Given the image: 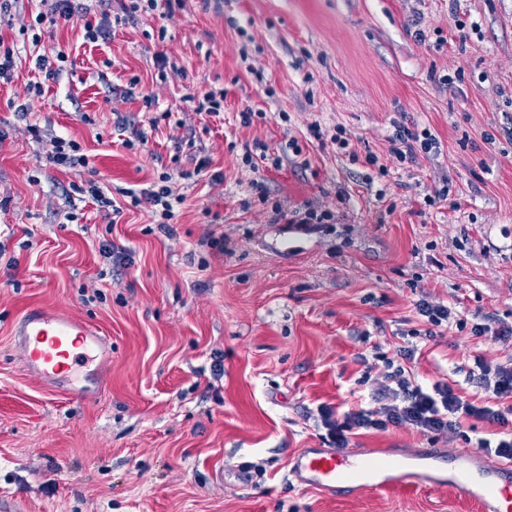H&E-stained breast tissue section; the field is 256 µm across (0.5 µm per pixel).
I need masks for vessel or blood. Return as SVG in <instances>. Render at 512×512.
<instances>
[{
  "label": "vessel or blood",
  "instance_id": "b4317fda",
  "mask_svg": "<svg viewBox=\"0 0 512 512\" xmlns=\"http://www.w3.org/2000/svg\"><path fill=\"white\" fill-rule=\"evenodd\" d=\"M15 345L23 367L48 386L70 384L75 395L103 392L102 376H78L89 357L106 360L110 346L91 324L71 314L33 308L16 322ZM292 470L305 486L332 494L340 485L386 489L425 484L447 488L476 503L481 512H512V463L475 447L450 451L422 448L411 453L385 448H304L292 459Z\"/></svg>",
  "mask_w": 512,
  "mask_h": 512
}]
</instances>
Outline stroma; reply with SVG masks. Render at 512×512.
Segmentation results:
<instances>
[{"instance_id": "stroma-1", "label": "stroma", "mask_w": 512, "mask_h": 512, "mask_svg": "<svg viewBox=\"0 0 512 512\" xmlns=\"http://www.w3.org/2000/svg\"><path fill=\"white\" fill-rule=\"evenodd\" d=\"M125 2L85 0L90 19L120 20L96 43L77 19L36 24L35 0L0 20L15 60L0 82V242L14 259L0 263V512H479L422 485L332 497L289 462L323 447L320 405L368 402L378 373L364 358L412 349L419 384L444 379L481 403L473 354L512 356L469 331L512 322V0H186L132 17ZM61 51L58 80L34 71L31 53ZM160 54L176 71L159 73ZM210 89L224 92L216 118L194 110ZM147 94L173 111L154 130ZM247 106L265 119L241 126ZM315 121L346 127L358 161L310 137ZM401 125L435 148L398 162ZM142 129L144 149L121 147ZM48 134L79 141L88 167L46 166ZM257 139L281 170L243 164ZM204 156L208 171L170 183L184 202L166 233L146 209L113 219L66 194L94 177L138 190ZM255 179L286 210L334 217L268 223ZM104 239L131 263L107 265ZM424 293L463 328L429 335ZM33 306L103 332L104 394L24 371L12 329Z\"/></svg>"}]
</instances>
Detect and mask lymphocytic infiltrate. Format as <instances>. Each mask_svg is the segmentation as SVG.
<instances>
[{
  "instance_id": "1",
  "label": "lymphocytic infiltrate",
  "mask_w": 512,
  "mask_h": 512,
  "mask_svg": "<svg viewBox=\"0 0 512 512\" xmlns=\"http://www.w3.org/2000/svg\"><path fill=\"white\" fill-rule=\"evenodd\" d=\"M208 165V159L202 158L193 169L179 167L172 172H162L150 187L138 191L123 188L115 193L90 179L71 184L70 192L79 198L90 199L100 209L116 215L120 214L122 207L117 206L115 199L124 197L126 206L144 207L160 215L158 227L165 232L174 216L175 199L170 181L176 177L193 179ZM474 362L479 373L473 381L488 398L487 403L481 405L465 400L448 382L437 381L428 386L418 384L403 365L383 358L373 405L340 411L321 407L320 417L329 447L346 448L353 437L362 432H385L394 427L413 430L434 442L452 436L466 444L476 443L478 448L497 457L512 460V359L493 362L478 354ZM469 419L498 427L496 439H471L463 428Z\"/></svg>"
}]
</instances>
